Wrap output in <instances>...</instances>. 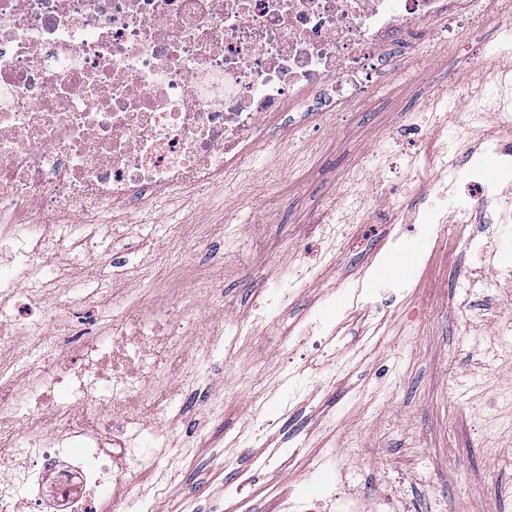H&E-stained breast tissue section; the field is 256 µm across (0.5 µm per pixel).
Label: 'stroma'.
<instances>
[{"label":"stroma","instance_id":"stroma-1","mask_svg":"<svg viewBox=\"0 0 512 512\" xmlns=\"http://www.w3.org/2000/svg\"><path fill=\"white\" fill-rule=\"evenodd\" d=\"M509 49L512 37L493 16L445 53L394 48L396 66L336 124L315 130L306 114H287L281 136L322 143L313 155L291 152L288 176L254 171L184 199L175 215L124 225L119 236L102 225L91 255L77 263L65 250L40 255L44 265L67 267L60 289L101 288L119 298L140 276L147 303L172 281L197 288L201 277L224 279L223 302L200 292L186 326L191 333L204 323L219 335L217 347L186 359L189 373L207 380L174 383L161 415L172 447L135 473L121 512H278L288 495L312 491L309 471L336 475L334 451L352 433L366 446L348 465L354 483L404 488V512H512V501L494 490L508 478L495 465L512 444V418L487 430L472 421L473 411L501 401L500 384L477 374L483 353L474 338L486 326L462 330L452 312L451 271L477 258L452 246L450 233L401 218L363 225L327 265L318 242L297 235L378 136L393 163L406 165L428 147L410 142L407 126L423 124L434 105L443 116L436 142H449L465 116L440 102L451 80ZM370 180L406 206L436 196L429 179L396 183L374 172ZM106 253L123 261L126 276L112 277L99 263ZM212 253L232 265L199 271L198 259ZM300 263L310 268L302 279ZM310 331L323 338L321 349L304 344ZM461 378L472 383V397L460 395Z\"/></svg>","mask_w":512,"mask_h":512}]
</instances>
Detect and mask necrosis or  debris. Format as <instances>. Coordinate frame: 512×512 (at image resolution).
Instances as JSON below:
<instances>
[{
	"instance_id": "necrosis-or-debris-1",
	"label": "necrosis or debris",
	"mask_w": 512,
	"mask_h": 512,
	"mask_svg": "<svg viewBox=\"0 0 512 512\" xmlns=\"http://www.w3.org/2000/svg\"><path fill=\"white\" fill-rule=\"evenodd\" d=\"M512 21V0H0V299L27 281L24 304L41 309L28 321L0 309V347L28 339V379L0 371V432L15 449L0 454V512H99L113 506L135 470L151 465V449L129 434L142 413L156 410L170 381L185 373L183 334L173 300L149 312L134 296L113 300L101 322L75 326L84 297L45 305L60 269L40 266L41 253L79 251L106 218L126 220L169 194L203 195L228 175L250 168L259 151L280 147L286 112H347L366 90L368 70L390 46L411 42L431 54L487 15ZM429 22L411 40L416 23ZM496 99L461 95L466 117L452 131L471 140L477 126L512 108V59L491 55ZM500 160L485 178V157ZM347 174L332 204L311 215L324 254L369 223L398 213L391 201L367 205L360 174ZM467 168L474 199L461 201L458 172ZM405 179L434 180L450 210L413 206L414 219L451 224L459 242L485 253L469 232L478 212L493 208L512 224V142H490L465 156L431 151L426 167ZM455 313L470 325L475 288L512 289V260L496 256L481 271L457 270ZM66 324L65 336L35 333ZM358 501L335 483L317 496L295 494L280 512H356Z\"/></svg>"
}]
</instances>
